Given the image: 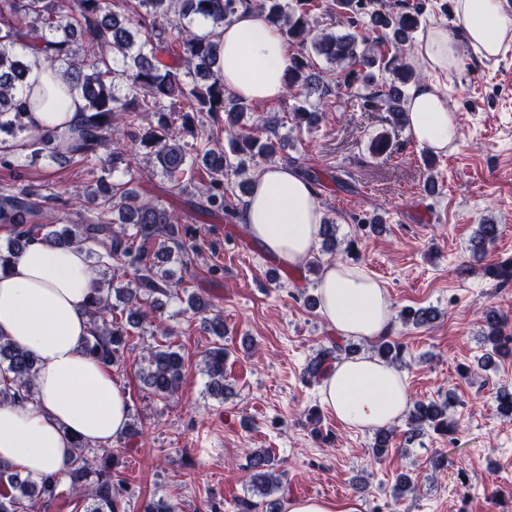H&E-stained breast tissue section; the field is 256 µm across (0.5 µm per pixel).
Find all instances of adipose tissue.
Instances as JSON below:
<instances>
[{"mask_svg": "<svg viewBox=\"0 0 512 512\" xmlns=\"http://www.w3.org/2000/svg\"><path fill=\"white\" fill-rule=\"evenodd\" d=\"M463 41L434 25L423 33L407 62L428 74L415 86L406 108L414 139L439 153L457 139L458 125L438 79L460 67V43L488 60L512 38V6L507 0H454ZM201 32L218 45V67L225 87L246 101L276 100L285 93L288 43L278 25L256 10H239L221 25L201 21ZM31 87L56 86L59 111L32 109L25 121L32 131L80 125L85 102L64 90L56 66L33 58ZM242 221L248 233L291 267L305 262L319 239L322 214L312 186L287 166L264 167L252 176ZM97 277L83 249L31 243L0 272V336L37 360V394L22 405L0 406V466L33 477L65 480L75 441L107 446L127 431L129 403L111 368L87 357L83 345L90 323L86 303ZM319 309L344 336L374 341L388 335L392 313L386 293L364 268L342 262L325 267L318 283ZM322 401L352 429L397 423L409 406L405 377L370 356L336 364L325 379Z\"/></svg>", "mask_w": 512, "mask_h": 512, "instance_id": "1", "label": "adipose tissue"}]
</instances>
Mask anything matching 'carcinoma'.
Here are the masks:
<instances>
[{"label": "carcinoma", "instance_id": "carcinoma-1", "mask_svg": "<svg viewBox=\"0 0 512 512\" xmlns=\"http://www.w3.org/2000/svg\"><path fill=\"white\" fill-rule=\"evenodd\" d=\"M300 13L286 10L283 0H0V134L24 141L25 158L67 164L97 154L109 142L112 128L123 125L124 141L112 148V170L129 168L132 151L144 148L154 156L157 168L172 187L183 191L184 177L194 167L209 173L198 208L211 214L235 218L243 197L250 194L246 159L270 160L279 153L281 142L262 138L258 128L242 123L246 104L224 89V77L214 69L216 43L196 31L199 19L221 24L241 8H254L280 24L290 43L311 46L313 52L332 64L350 67L349 76L363 83L364 92L352 99L367 110L385 111L392 121L408 122L406 88L419 80L401 54L411 44L420 26L421 7L398 11L379 7L370 14L372 31L394 54L375 57L370 48H360L354 34H312L307 9L313 0H297ZM52 54L69 85L79 89L86 101L83 123L62 135L49 136L29 131L25 111L31 107L53 108L54 91L45 87L29 92L23 99L30 69L29 55ZM391 74L379 79L373 68ZM288 94L297 104L289 111L296 127L311 126L325 111L329 85L314 72L311 56L290 55L284 75ZM186 135L191 141L180 142ZM241 177L235 189L224 190V176ZM54 194L29 185L0 193V224L12 227L13 237L0 248V270H6L31 242L41 239L61 246L86 249L95 267L134 271V287L110 288L98 282L89 303L90 336L84 352L109 367H118L127 350L130 329H140L148 319L141 310L143 297L155 294L181 298L186 290L172 280L164 264L174 253L197 248L187 244L179 231L178 216L165 207L140 199L130 183L114 184L99 176L88 195L87 215L73 224L57 227L48 216ZM131 224L135 232L114 228ZM499 236L498 225H479L471 240L473 258L484 257L487 246ZM484 275L500 282L512 279V261L488 263ZM115 302H110V297ZM129 309L127 322L111 317L115 303ZM437 311L409 309L404 320L417 328L433 323ZM485 344L501 356L512 355V338L505 334L507 320L493 306L483 312ZM373 352L383 362L396 366L403 346L381 338ZM357 350L351 344L329 341L308 363L306 373L325 378L333 364L349 359ZM224 345L213 347L205 357L204 372L211 395L224 398ZM141 368L142 381L156 397L170 399L178 392L185 364L183 355L168 343L148 347ZM37 366L34 357L0 337V404H24L35 396ZM450 401H417L407 410L409 434L427 427L454 429L448 422ZM393 429L374 432L373 453L388 450ZM69 487L52 476L22 477L0 468V512H45L83 508V512H130L126 482L115 479L113 470L98 465V454L112 456L80 440L74 443ZM253 498L239 499L234 512H280V501L269 496L281 488L272 472V459L264 449L248 454Z\"/></svg>", "mask_w": 512, "mask_h": 512}]
</instances>
